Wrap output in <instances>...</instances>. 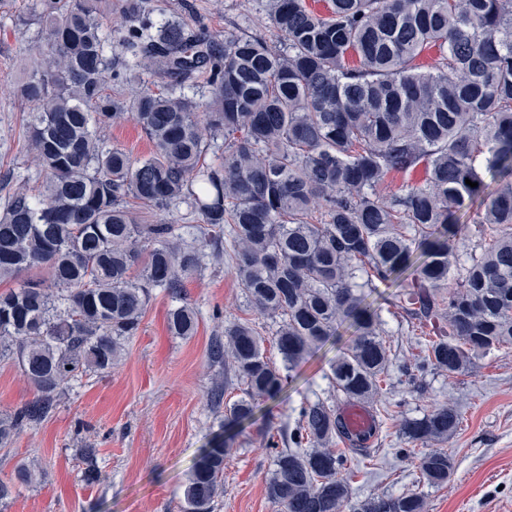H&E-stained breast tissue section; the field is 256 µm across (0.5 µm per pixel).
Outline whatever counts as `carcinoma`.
I'll return each mask as SVG.
<instances>
[{
	"mask_svg": "<svg viewBox=\"0 0 512 512\" xmlns=\"http://www.w3.org/2000/svg\"><path fill=\"white\" fill-rule=\"evenodd\" d=\"M281 39L242 32L220 40L200 22L164 15L159 0H121L122 28L103 23L112 0H38L46 33L17 94L34 106L28 141L45 181L16 192L0 216V356L12 358L37 396L0 416V447L47 419L69 382L105 370L136 335L155 288L182 296L205 248L232 245L233 274L249 304L277 323L273 343L291 370L349 323L353 338L332 374L344 398L369 404L391 363L377 309L362 289L399 278L401 308L429 341L405 367L412 381L433 368L465 371L471 359L512 345V0H265ZM436 49L427 70L415 61ZM122 62L113 66L112 52ZM356 59L357 64L350 63ZM149 72L157 88L129 101L111 83ZM135 116L154 150L134 158L99 129ZM224 137V154L208 159ZM424 176L389 188L392 174ZM499 181L472 224L480 253L449 245L458 224ZM478 183L471 187L465 180ZM142 203H185L198 213L191 241L173 224H144ZM444 320V330L436 322ZM174 336L195 335V309L170 310ZM247 321L216 338L210 358L228 366L242 397L227 417L252 416L286 376ZM459 414L437 406L405 421L409 443L446 440ZM336 410L301 409L290 448L275 452L266 483L280 512H340L350 495ZM84 480L100 481L97 449H80ZM228 451L217 442L191 467L182 512H214ZM428 484L454 469L445 450L418 458ZM34 470L0 480V503ZM356 512H424L417 494L370 498Z\"/></svg>",
	"mask_w": 512,
	"mask_h": 512,
	"instance_id": "carcinoma-1",
	"label": "carcinoma"
}]
</instances>
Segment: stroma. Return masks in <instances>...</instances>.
Instances as JSON below:
<instances>
[{
	"label": "stroma",
	"instance_id": "stroma-1",
	"mask_svg": "<svg viewBox=\"0 0 512 512\" xmlns=\"http://www.w3.org/2000/svg\"><path fill=\"white\" fill-rule=\"evenodd\" d=\"M36 0H0V210L20 187L38 190L43 175L28 147L26 119L31 107L14 92L29 73L38 25H22ZM167 8L190 6L217 36L246 31L274 39L260 0H165ZM101 138L132 156L145 157L153 145L131 115L103 127ZM395 283L379 285L366 300L381 314L392 363L384 393L372 411L379 429L367 454L344 441L353 469L351 495L340 512H353L368 498L415 493L425 512H512V346L478 356L464 372L428 373L422 387L400 371L425 338L398 307ZM183 295L198 313L194 336L170 334L167 316L176 299L153 290L136 336L111 370L83 377L64 390L54 413L16 434L0 449V479L18 464L35 468L37 479L17 485L0 512H180L183 485L197 455L231 435L224 462V495L216 512H277L266 494L273 468L269 442L295 426L302 407L317 401L340 408L345 399L331 380L332 366L346 349L352 330L342 324L293 371L280 394L254 404L251 418L225 430L224 419L241 395L237 381L225 378L223 364L209 356L214 337L229 322H251L264 337L275 325L247 305L232 272L229 255H206L201 271L184 281ZM223 386L213 404L210 393ZM34 386L19 366L0 360V415L31 401ZM452 405L460 414L457 432L442 442L455 468L442 486L421 479L413 458L397 456L405 447V420L433 407ZM97 448L99 483L85 484L78 450Z\"/></svg>",
	"mask_w": 512,
	"mask_h": 512
}]
</instances>
